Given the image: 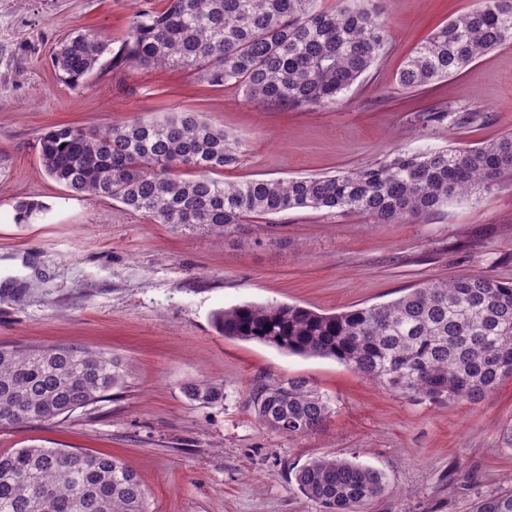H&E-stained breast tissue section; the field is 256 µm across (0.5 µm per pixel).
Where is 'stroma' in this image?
Here are the masks:
<instances>
[{"label": "stroma", "instance_id": "35a3bbf8", "mask_svg": "<svg viewBox=\"0 0 512 512\" xmlns=\"http://www.w3.org/2000/svg\"><path fill=\"white\" fill-rule=\"evenodd\" d=\"M164 0H0V347H83L117 357L123 382L49 423L0 429V451L31 444L120 458L150 512H321L295 482L311 459L381 471L364 512H471L512 488V378L482 400L429 402L392 393L330 358L228 339L215 312L242 303L320 313L392 301L431 279L487 274L512 282V181L449 200L416 221L292 209L218 236L155 224L116 201H91L50 179L38 139L50 127H106L136 116L197 112L241 143L221 179L334 175L395 151L477 147L512 131V46L494 49L425 90L397 82L405 58L474 0H390L385 55L336 104L270 106L237 87L171 69L102 64L76 85L52 64L68 35L95 30L118 49L135 10ZM437 102L479 110L430 123ZM43 210L15 220L20 202ZM300 377L331 414L313 432L263 426L253 397ZM219 383L221 401L189 385Z\"/></svg>", "mask_w": 512, "mask_h": 512}]
</instances>
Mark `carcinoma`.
I'll list each match as a JSON object with an SVG mask.
<instances>
[{
    "mask_svg": "<svg viewBox=\"0 0 512 512\" xmlns=\"http://www.w3.org/2000/svg\"><path fill=\"white\" fill-rule=\"evenodd\" d=\"M386 0H164L131 16L112 68L189 70L210 87L235 85L250 100L308 108L336 103L384 54ZM512 44V0H476L415 48L398 74L406 89L446 79ZM110 44L86 30L61 41L59 79L79 84ZM239 142L201 115L146 116L104 128L54 126L39 141L49 177L89 199L116 200L157 224L201 225L222 236L243 219L295 208L360 213L377 224L424 218L458 196L512 177V132L477 148L397 152L332 176L224 182ZM194 170L186 178L181 168ZM228 338L334 358L389 391L431 401L476 402L512 378V282L486 274L430 280L383 304L321 314L290 304H242L215 314ZM121 381L105 352L0 347V428L48 423L86 408ZM216 403L219 384L186 388ZM256 417L287 436L327 419L329 402L307 381L263 386ZM322 512H362L384 491L381 472L343 458H315L296 474ZM0 512H149L136 473L114 456L38 445L0 451ZM472 512H512V490Z\"/></svg>",
    "mask_w": 512,
    "mask_h": 512,
    "instance_id": "carcinoma-1",
    "label": "carcinoma"
}]
</instances>
